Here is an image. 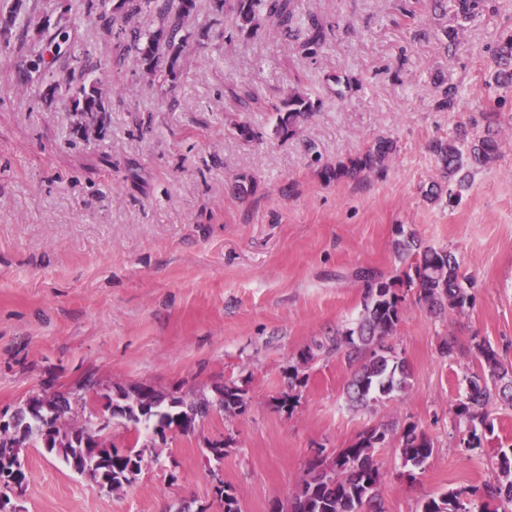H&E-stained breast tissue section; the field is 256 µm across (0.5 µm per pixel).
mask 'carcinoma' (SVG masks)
I'll list each match as a JSON object with an SVG mask.
<instances>
[{"label":"carcinoma","mask_w":512,"mask_h":512,"mask_svg":"<svg viewBox=\"0 0 512 512\" xmlns=\"http://www.w3.org/2000/svg\"><path fill=\"white\" fill-rule=\"evenodd\" d=\"M237 28L248 35L266 24L286 36L300 38L293 30L294 0H233ZM194 0H123V9L130 13L150 11L158 15L159 26L152 32L132 31L133 48L137 57L151 75L164 68L167 76L175 74L181 48L186 38L178 37V19L190 15ZM324 40V28L311 20L301 47L309 52ZM495 82L503 87L512 85V36L507 38L498 52V70ZM74 111L81 114L86 132L104 127L105 102L99 89L80 88L73 98ZM313 112V103L299 90H292L277 110L276 132L293 136ZM487 126L481 136L469 141H438L433 145L437 160L448 174V180L460 176L462 183L470 170L484 166L495 159L499 150L495 113L485 115ZM396 151L393 140H377L366 151L323 170L326 180L355 178L365 172L383 169ZM395 253L406 263L400 277L383 279L370 268H360L354 278L364 288L361 318L352 328L338 329L325 337L319 347L342 355L352 369L345 394L354 407H367L377 397L402 393L407 388L408 372L404 358L385 343L401 321L405 296L401 286L417 290V302L435 313L462 312L472 306L473 300L463 286L464 277L455 254L446 248L423 247L409 236L394 244ZM478 362L477 371L469 378V392L459 399L455 416L468 424V436L463 440L467 448H480L487 435L493 433L494 422L490 407L495 403L512 405V377L494 347L484 339L473 344ZM308 376L301 367L288 369V390L274 397L272 408L286 415L292 414L300 404L302 389ZM151 401L144 404L141 388L130 391L118 389L104 395L105 411L120 417L132 426L133 443L117 448L108 438L96 444L97 436L90 427L74 422L75 407L86 411L87 398L71 393L38 394L29 397L17 409L15 422L0 428V483L6 481L5 470L12 467L14 445L35 439L49 443L47 450L55 452L76 472L97 485L108 480L112 488L119 489L132 483L143 467V452L137 449L140 431L165 433L171 428H183L208 414L215 405L224 407L229 415L247 409L245 385L227 382L215 389V397L187 400L174 393L164 395L151 389ZM398 438L402 459L413 467L421 466L433 453L432 440L414 424L397 430L393 424H380L361 432L353 443L336 450L327 459L317 457L308 468L304 479L287 505H275L276 512H385L380 495L382 473L374 458V451ZM500 479L485 485L483 490L464 487L450 490L437 497L422 500L420 512H507L512 506V453L502 452L498 460ZM223 512H241L235 489L230 485L215 489Z\"/></svg>","instance_id":"carcinoma-1"}]
</instances>
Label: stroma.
<instances>
[{"mask_svg":"<svg viewBox=\"0 0 512 512\" xmlns=\"http://www.w3.org/2000/svg\"><path fill=\"white\" fill-rule=\"evenodd\" d=\"M118 3L24 0L25 43L0 38V410L88 379L102 393L149 385L187 399L242 380L249 402L231 417L211 409L189 435L144 432L142 471L118 492L25 443L20 512H176L185 503L220 512L218 476L241 512H270L316 456L380 423L416 424L434 444L410 479L397 442L376 450L386 512H418L425 497L496 481L498 453L512 449V407L492 406L493 434L467 451L454 405L477 369L474 338L512 366V87L493 82L512 0H481L467 20L454 0L440 10L432 0H296L298 28L313 17L326 28V43L307 56L269 29L240 33L231 7L196 0L176 76L154 79L127 46L131 29L155 30L156 17L108 29L101 14ZM61 28L95 69L102 131L79 128L70 61L37 81L20 72ZM293 89L315 109L282 137L274 110ZM446 89L450 111L437 107ZM489 112L499 153L449 195L430 146L482 134ZM236 122L259 139H240ZM380 138L396 143L383 170L322 178ZM244 179L254 185L245 194ZM409 234L456 255L473 304L436 315L408 291L389 342L408 364L409 387L355 410L344 395L349 368L320 343L362 313L353 271L400 276L393 243ZM451 336L460 349L449 358L440 346ZM297 364L308 384L286 416L271 400ZM228 436L222 460L206 455L207 442Z\"/></svg>","mask_w":512,"mask_h":512,"instance_id":"1","label":"stroma"}]
</instances>
